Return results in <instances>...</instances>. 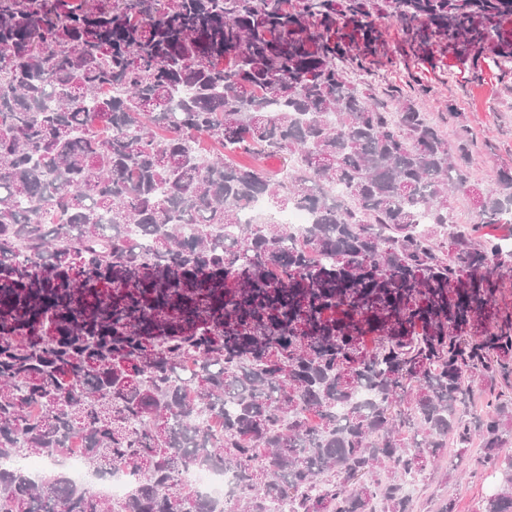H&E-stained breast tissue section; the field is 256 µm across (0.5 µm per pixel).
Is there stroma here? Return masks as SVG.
Wrapping results in <instances>:
<instances>
[{"label": "stroma", "mask_w": 512, "mask_h": 512, "mask_svg": "<svg viewBox=\"0 0 512 512\" xmlns=\"http://www.w3.org/2000/svg\"><path fill=\"white\" fill-rule=\"evenodd\" d=\"M376 99L386 88L399 87L404 95L417 97L418 104L436 122L449 146L460 139L470 142L468 180L489 184L500 170L512 169V74L486 66L460 64L444 57L436 68L410 76L401 64L381 57L370 77ZM427 94H419V85ZM478 448H471L465 463L456 467L449 460L428 466L410 490L413 512H435L447 497L455 498L459 512H477L482 497L500 484L497 468L478 464Z\"/></svg>", "instance_id": "obj_1"}]
</instances>
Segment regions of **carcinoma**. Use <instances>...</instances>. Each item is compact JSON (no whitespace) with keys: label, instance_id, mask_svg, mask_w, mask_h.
<instances>
[{"label":"carcinoma","instance_id":"1","mask_svg":"<svg viewBox=\"0 0 512 512\" xmlns=\"http://www.w3.org/2000/svg\"><path fill=\"white\" fill-rule=\"evenodd\" d=\"M508 23L512 0H0V461L81 448L140 480L112 502L0 469V512H224L180 482L204 466L237 477L229 512H412L407 478L476 439L503 479L479 512H512V171L457 225L466 145L351 80L388 54L512 73ZM256 199L308 210L303 239L240 223ZM454 214L459 217L458 225L477 224L479 218L470 193L458 191L453 195Z\"/></svg>","mask_w":512,"mask_h":512}]
</instances>
